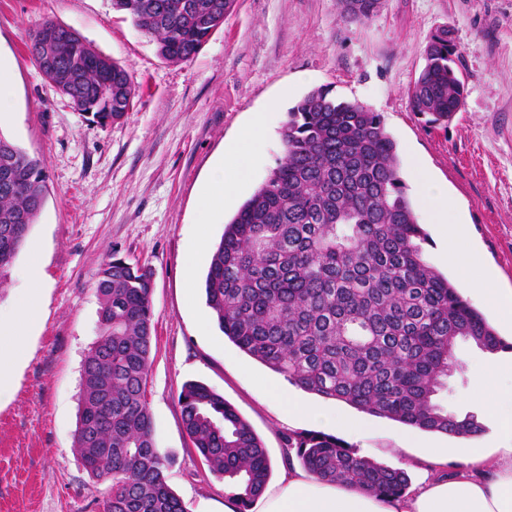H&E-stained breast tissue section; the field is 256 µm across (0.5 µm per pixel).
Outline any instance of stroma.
<instances>
[{
	"label": "stroma",
	"instance_id": "stroma-1",
	"mask_svg": "<svg viewBox=\"0 0 512 512\" xmlns=\"http://www.w3.org/2000/svg\"><path fill=\"white\" fill-rule=\"evenodd\" d=\"M46 20L130 70L138 93L121 121H88L42 79L27 42ZM444 25L455 31L467 93L448 125L431 127L412 111L408 91L428 38ZM0 59L9 65L15 104L0 134L44 159L49 174L45 204L0 292V309H9L23 286L20 271L39 264L43 322L12 395L0 402V512H99L104 486L83 467L74 434L82 366L97 338L95 274L112 254L154 271L146 396L155 441L171 460L167 482L188 512H224L231 489L202 465L183 430L178 395L185 382L206 383L238 410L267 449L273 473L296 459L289 440L311 424L284 423L278 406L259 398L255 378L286 379L224 337L203 282L226 223L283 156L288 109L313 89L331 88L382 115L406 195L429 235L430 264L466 290L421 205L413 183L418 163L454 198L482 266L512 289V0H382L363 22L345 21L339 0H235L223 26L183 63L159 58L112 0H0ZM274 101L281 112L247 183L223 211L204 215L202 185L226 147ZM203 223L209 248L189 273L184 258ZM455 354L458 367L437 401L463 415L474 410L468 366L485 352L462 340ZM400 429L376 417L364 437L344 444L407 467L416 484L420 451L402 448Z\"/></svg>",
	"mask_w": 512,
	"mask_h": 512
}]
</instances>
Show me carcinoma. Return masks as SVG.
Wrapping results in <instances>:
<instances>
[{
    "label": "carcinoma",
    "instance_id": "cac0c4a2",
    "mask_svg": "<svg viewBox=\"0 0 512 512\" xmlns=\"http://www.w3.org/2000/svg\"><path fill=\"white\" fill-rule=\"evenodd\" d=\"M343 16L370 19L381 0ZM234 0H112L150 35L160 58L191 60L224 24ZM41 76L101 125L121 120L137 85L123 65L50 20L30 35ZM453 30L435 31L410 88L430 124L460 111L466 81ZM284 157L225 225L205 276L219 330L288 382L326 399L422 431L476 435L474 414L436 402L456 369L458 340L490 353L502 340L484 315L427 261L428 241L405 193L396 144L381 115L310 91L288 110ZM46 164L0 133V289L46 199ZM100 334L82 368L74 448L107 483L100 512H187L167 482L146 401L155 325L153 271L112 255L97 273ZM183 428L210 473L228 481L248 512L269 483L261 440L224 396L186 383ZM304 469L376 495L402 494L408 475L355 455L336 438L299 434Z\"/></svg>",
    "mask_w": 512,
    "mask_h": 512
}]
</instances>
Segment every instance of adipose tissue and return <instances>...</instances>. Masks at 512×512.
<instances>
[{
	"label": "adipose tissue",
	"instance_id": "1",
	"mask_svg": "<svg viewBox=\"0 0 512 512\" xmlns=\"http://www.w3.org/2000/svg\"><path fill=\"white\" fill-rule=\"evenodd\" d=\"M277 113V105H270L226 150L216 172L201 190L202 211H223L225 202L247 181L250 161ZM414 182L423 205L442 230L448 264L468 270L474 262L473 252L464 224L456 219L455 201L434 183L425 168H418ZM21 276L27 287L16 307L0 312V397L12 389L27 354L28 336L40 318L41 269L29 264ZM467 281L474 297L512 322L511 289L502 288L495 277L484 271L469 273ZM470 375L472 399L496 423L494 450H487L468 436L450 437L444 448L426 445L422 460L429 476L413 492L393 496L367 493L344 482L323 481L302 469L286 468L276 487L264 491L250 512H512V400L495 397L492 388L500 378H512V350H499L471 364ZM256 388L260 397L278 404L284 420L303 419L355 437L363 436L368 428L363 416L326 409L290 393L286 387L260 380ZM452 455L464 461V468L450 477L440 475V468Z\"/></svg>",
	"mask_w": 512,
	"mask_h": 512
}]
</instances>
